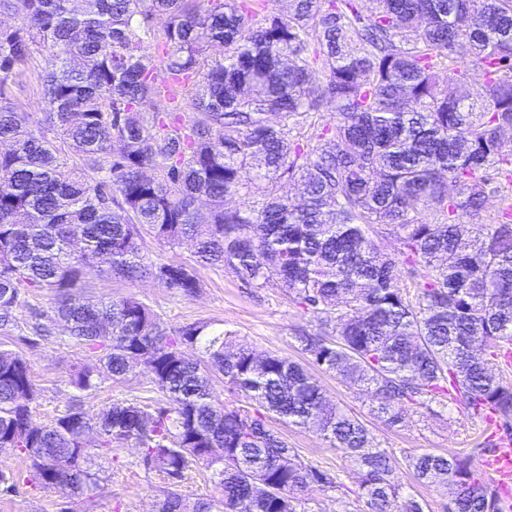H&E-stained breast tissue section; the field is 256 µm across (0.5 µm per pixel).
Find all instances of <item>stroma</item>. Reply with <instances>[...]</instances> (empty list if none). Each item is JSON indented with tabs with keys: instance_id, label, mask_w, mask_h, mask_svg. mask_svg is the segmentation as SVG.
<instances>
[{
	"instance_id": "35a3bbf8",
	"label": "stroma",
	"mask_w": 512,
	"mask_h": 512,
	"mask_svg": "<svg viewBox=\"0 0 512 512\" xmlns=\"http://www.w3.org/2000/svg\"><path fill=\"white\" fill-rule=\"evenodd\" d=\"M141 254L149 265L174 261L195 268L202 283L200 293L184 297L149 275L127 280L92 272L84 278L81 295L92 302L135 296L150 306L170 329L212 321L233 331L239 342L258 354L278 352L300 358L293 340L295 333L317 329L316 322L289 301L284 289L252 288L228 269L198 264L192 244L172 248L148 236L142 242ZM0 349L18 352L29 361L38 389L32 404V420L39 426L53 424L73 404L94 413L116 400H139L153 405L160 399L159 394L151 392L147 377L139 371L118 381L103 376L100 388L94 391L76 389L71 382L74 370L96 364L95 358L77 346L38 339L27 342L21 331L12 329L0 330ZM318 379L327 399L356 415L378 446L395 456L400 464L401 482L407 491L420 498L424 512H443L448 497L444 489L419 484L404 465L407 457L451 451L468 456L472 470L480 471L482 458L491 444L480 419L473 417L463 404L417 407L403 423L390 426L374 414L368 396L360 394L356 387L330 373H319ZM270 426L294 448L299 460L340 478V487L309 493L308 512H340L342 502L357 500L358 474L341 450L327 447L320 437L299 427L276 420ZM85 441L89 465L102 479L100 489L64 498L53 490L20 483L10 493L0 492V512H155L164 491L173 488L191 499L206 498L216 492L211 471L204 465L190 464L174 487L164 474L141 465L133 443L116 444L104 451L94 432L88 433Z\"/></svg>"
}]
</instances>
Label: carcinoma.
Returning a JSON list of instances; mask_svg holds the SVG:
<instances>
[{
	"mask_svg": "<svg viewBox=\"0 0 512 512\" xmlns=\"http://www.w3.org/2000/svg\"><path fill=\"white\" fill-rule=\"evenodd\" d=\"M366 2L289 0L282 16L267 0H0V13L20 17L0 28V329L16 326L23 291L47 290L54 305L30 335L61 324L55 341L85 348L115 381L141 369L165 399L70 407L37 426L30 365L1 350L0 456L21 455L34 486L66 497L99 489L83 443L94 428L100 447L131 442L174 484L191 461L212 469L219 497L169 491L157 512H306L305 493L335 477L292 459L268 425L277 418L354 463L363 509L342 512H423L402 494L394 456L327 401L311 364L363 388L391 426L450 401L512 422V386L497 372L512 356V0ZM156 15L167 19L160 31ZM145 42L159 55L142 53ZM217 43L224 58L212 60ZM37 54L42 118L9 87ZM473 72L478 99L463 92ZM178 85L189 123L169 96ZM144 102L155 111H139ZM283 180L294 195L280 192ZM491 193L501 195L495 222L463 240ZM378 226L397 252L373 244ZM146 234L193 242L203 262L253 288L280 285L332 333L296 336L303 364L234 347L207 321L170 331L134 296L85 302L89 270L199 292L185 265L143 264ZM189 347L203 358L188 359ZM215 374L236 400L215 397ZM74 384L99 381L84 367ZM406 466L446 488V512H505L466 456L423 453Z\"/></svg>",
	"mask_w": 512,
	"mask_h": 512,
	"instance_id": "cac0c4a2",
	"label": "carcinoma"
}]
</instances>
